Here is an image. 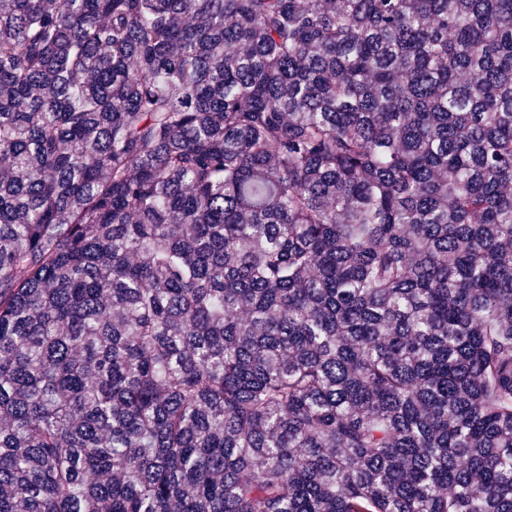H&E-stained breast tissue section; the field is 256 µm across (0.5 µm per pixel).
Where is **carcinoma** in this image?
<instances>
[{"instance_id":"1","label":"carcinoma","mask_w":512,"mask_h":512,"mask_svg":"<svg viewBox=\"0 0 512 512\" xmlns=\"http://www.w3.org/2000/svg\"><path fill=\"white\" fill-rule=\"evenodd\" d=\"M0 512H512V0H0Z\"/></svg>"}]
</instances>
